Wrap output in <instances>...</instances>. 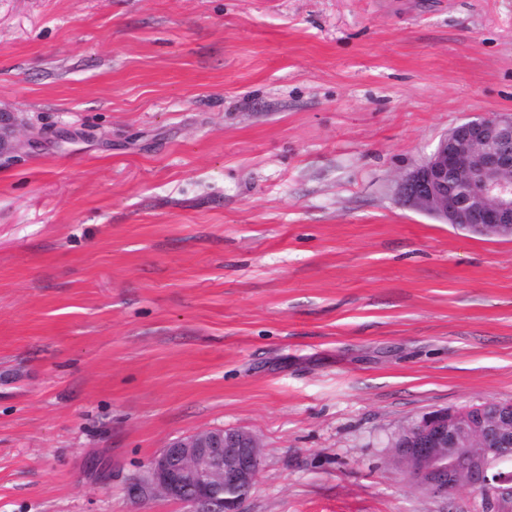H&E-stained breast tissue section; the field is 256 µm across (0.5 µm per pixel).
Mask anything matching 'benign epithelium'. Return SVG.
Segmentation results:
<instances>
[{
  "label": "benign epithelium",
  "mask_w": 512,
  "mask_h": 512,
  "mask_svg": "<svg viewBox=\"0 0 512 512\" xmlns=\"http://www.w3.org/2000/svg\"><path fill=\"white\" fill-rule=\"evenodd\" d=\"M14 123L0 113V150L31 147L30 131L15 141ZM411 208L480 235L512 238V114L476 115L443 135L431 156L402 178ZM393 460L433 497L465 485L481 512H512V477L499 465L512 458V401L440 409L397 434ZM258 436L207 429L169 442L129 484L135 498L159 496L187 512H242L260 472Z\"/></svg>",
  "instance_id": "benign-epithelium-1"
}]
</instances>
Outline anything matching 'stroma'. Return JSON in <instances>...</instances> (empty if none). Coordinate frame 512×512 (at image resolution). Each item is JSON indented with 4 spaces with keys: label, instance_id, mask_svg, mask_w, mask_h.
I'll use <instances>...</instances> for the list:
<instances>
[{
    "label": "stroma",
    "instance_id": "1",
    "mask_svg": "<svg viewBox=\"0 0 512 512\" xmlns=\"http://www.w3.org/2000/svg\"><path fill=\"white\" fill-rule=\"evenodd\" d=\"M0 512H186L176 437L262 442L242 512H479L391 462L512 400V238L404 205L512 113V0H0ZM14 123L12 116L7 112L0 113V151L5 147L21 148L24 146L32 147L43 138V132L40 130L30 131L23 140L13 141Z\"/></svg>",
    "mask_w": 512,
    "mask_h": 512
}]
</instances>
